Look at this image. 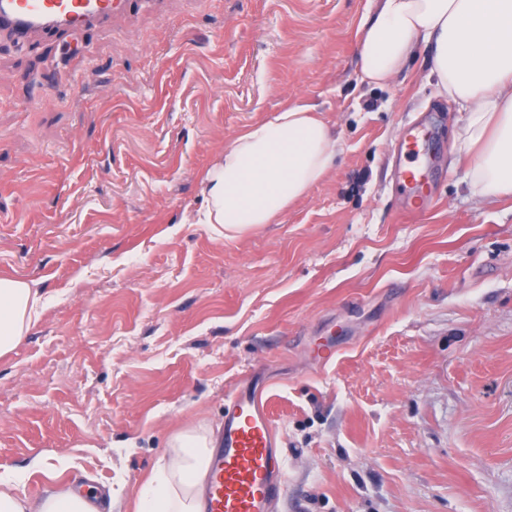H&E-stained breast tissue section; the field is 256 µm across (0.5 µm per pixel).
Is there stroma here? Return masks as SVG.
I'll list each match as a JSON object with an SVG mask.
<instances>
[{"mask_svg":"<svg viewBox=\"0 0 512 512\" xmlns=\"http://www.w3.org/2000/svg\"><path fill=\"white\" fill-rule=\"evenodd\" d=\"M377 11L159 0L22 48L0 33V276L43 295L0 357L18 494L89 475L133 512L173 436L218 426L253 378L283 456L275 512H512V197L472 196L430 52L361 81ZM296 101L336 136L327 177L234 239L184 223L234 135ZM414 126L432 202L405 218Z\"/></svg>","mask_w":512,"mask_h":512,"instance_id":"obj_1","label":"stroma"}]
</instances>
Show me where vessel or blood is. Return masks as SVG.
I'll return each mask as SVG.
<instances>
[{"label":"vessel or blood","mask_w":512,"mask_h":512,"mask_svg":"<svg viewBox=\"0 0 512 512\" xmlns=\"http://www.w3.org/2000/svg\"><path fill=\"white\" fill-rule=\"evenodd\" d=\"M153 0H0V31L18 45L36 31L80 29L132 2ZM223 446L210 466L206 512H272L284 494L280 450L262 390L236 384L226 394Z\"/></svg>","instance_id":"b4317fda"}]
</instances>
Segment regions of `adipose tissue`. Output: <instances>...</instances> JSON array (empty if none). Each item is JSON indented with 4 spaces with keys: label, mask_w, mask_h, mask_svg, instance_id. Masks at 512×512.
<instances>
[{
    "label": "adipose tissue",
    "mask_w": 512,
    "mask_h": 512,
    "mask_svg": "<svg viewBox=\"0 0 512 512\" xmlns=\"http://www.w3.org/2000/svg\"><path fill=\"white\" fill-rule=\"evenodd\" d=\"M432 50L429 72L441 95L466 118L456 131L471 155L474 195L512 197V0H380L358 41L362 81L387 85ZM336 138L316 106L287 104L245 127L201 175L204 204L192 218L233 239L274 223L330 172ZM35 283L0 276V356L28 336L39 318ZM176 457L143 482L135 512H204L208 464L219 445L213 429L174 438ZM0 512H100L91 493L61 483L38 501L0 489Z\"/></svg>",
    "instance_id": "obj_1"
}]
</instances>
